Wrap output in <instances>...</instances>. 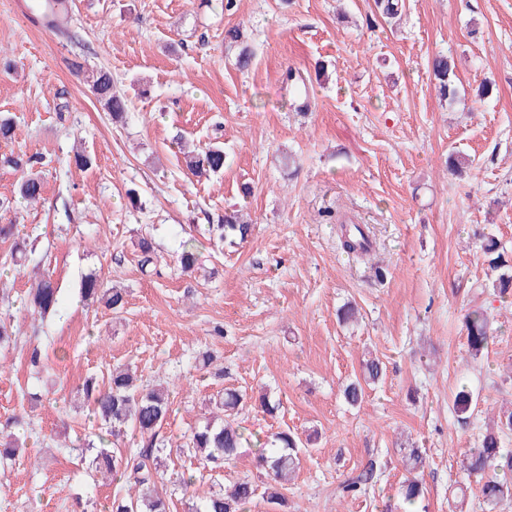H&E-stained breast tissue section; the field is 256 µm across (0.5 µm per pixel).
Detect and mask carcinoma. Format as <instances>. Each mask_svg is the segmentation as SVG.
I'll use <instances>...</instances> for the list:
<instances>
[{
	"label": "carcinoma",
	"mask_w": 512,
	"mask_h": 512,
	"mask_svg": "<svg viewBox=\"0 0 512 512\" xmlns=\"http://www.w3.org/2000/svg\"><path fill=\"white\" fill-rule=\"evenodd\" d=\"M376 5L385 18L395 19L402 15L404 0H376ZM65 9V0H39L37 16L41 24L48 29H59L58 22ZM224 40L239 48L235 65L241 71L252 65L254 53L244 44L242 29L229 26L224 30ZM429 69L435 81L439 95L450 102L458 94L455 83V64L452 57L436 54L429 61ZM85 82L104 110L112 113V120L121 121L128 112L127 100L113 89L111 73L91 70L85 75ZM283 83L289 88L297 109L305 112L309 109L306 79L299 71L288 68ZM188 171L195 177H209L224 170V149L219 145L200 147L187 151L183 156ZM39 164V156L1 154L0 165L23 173L19 183V195L30 202L42 199L43 184L41 178L33 172ZM209 230L218 231V237L245 241L252 226L241 219L235 211L224 214V223L210 226ZM341 246L347 252L361 258L367 256L368 235L365 228L344 217L339 228ZM195 237L183 242L179 256L181 271H194L196 257L194 253ZM482 251L491 270L497 272L492 282L494 294L500 298L512 296V265L499 251V243L494 237H488L482 244ZM82 297L92 303H102L114 312L121 311L126 304V292L117 289H104L94 274L85 276L81 283ZM58 302L57 289L49 279H41L30 288L28 306L32 314L44 315L52 311ZM467 331L468 348L477 356L487 349L493 338V328L489 317L482 311L474 310L464 317ZM382 376L381 363L368 359L362 364L360 377L347 382L342 389L344 399L351 405L359 404L364 396V386L374 383ZM85 402L91 408L94 418L105 429V433L118 437L132 430L147 441V447L139 451L117 454L102 447L93 460L95 468L109 474L112 480L123 482L134 489V494L115 497L108 512H170L167 494L159 490V470L163 467V452L166 444L158 438L159 430L166 420L171 406L168 384L159 383L151 388L141 389L137 377L129 369L115 367L110 372L107 386L101 388L95 381L88 379L78 388ZM244 400L241 391L226 388L209 399L210 417L205 425L185 436L184 447L192 453L203 468L218 475L224 471V464L234 460L239 449L249 444L250 438L236 420L238 408ZM474 401V393L467 388L459 390L453 400L455 412L467 414ZM512 432V411L499 416L498 431L482 436L479 447L470 449L463 462V468L469 481L480 485L482 505L486 512H495L500 504L512 500V451L502 446V436ZM302 442L288 431L274 435L273 441L261 446L256 458V468L266 472L268 480L263 492L249 479L236 482L230 491H215L200 498L194 512H247L257 495H262L270 504L284 507L286 498L282 493V481L286 480L299 465ZM424 465V458L417 448L409 449L405 456L408 470L403 484L404 498L413 503L422 495V485L413 475ZM503 477H497V474Z\"/></svg>",
	"instance_id": "obj_1"
}]
</instances>
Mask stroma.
Wrapping results in <instances>:
<instances>
[{
	"label": "stroma",
	"instance_id": "stroma-1",
	"mask_svg": "<svg viewBox=\"0 0 512 512\" xmlns=\"http://www.w3.org/2000/svg\"><path fill=\"white\" fill-rule=\"evenodd\" d=\"M26 0H0V115L14 134L1 153L41 156L36 203L21 199V175L0 166V319L17 332L0 349V422L22 417L25 446L0 464V512H101L119 482L94 481L86 447L97 424L75 391L106 382L116 365L139 383L170 384L172 410L159 436L165 473L195 472L182 450L210 397L234 388L280 401L273 416L244 408L259 439L288 431L306 439L287 485L288 512H482L463 461L499 413L512 409V298L491 288L481 237L512 255V0H405L394 25L373 0H71L66 35L35 24ZM242 27L254 52L247 71L225 27ZM453 57L460 97L436 95L428 61ZM312 81L298 114L282 75ZM111 72L129 101L116 123L83 74ZM485 80L498 93L478 97ZM218 143L224 171L197 179L175 135ZM91 163L77 168L73 147ZM466 156L463 177L449 152ZM246 207L253 231L214 246L206 231L226 210ZM355 215L374 243L370 260L340 250L337 215ZM196 232L193 272L177 261ZM156 258L140 266L137 241ZM26 241L22 265L13 245ZM96 274L127 291L115 313L80 297ZM50 278L59 303L26 309L34 278ZM355 304L357 320L337 317ZM481 309L493 338L471 357L464 317ZM45 356L42 370L28 348ZM214 356L199 365V353ZM382 379L361 405L344 384L365 356ZM477 396L468 419L452 399ZM421 449L424 495L400 494L402 449ZM374 468L361 494L342 482Z\"/></svg>",
	"mask_w": 512,
	"mask_h": 512
}]
</instances>
